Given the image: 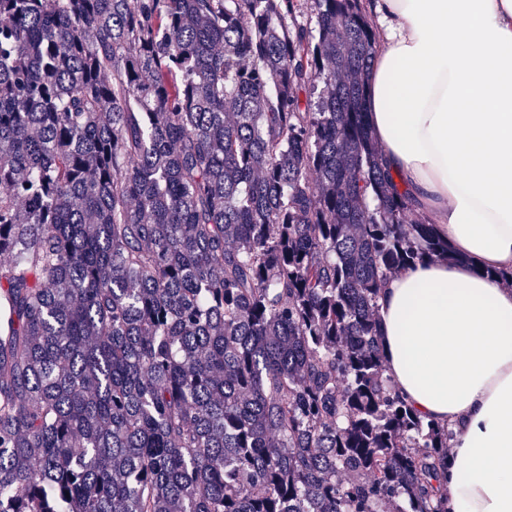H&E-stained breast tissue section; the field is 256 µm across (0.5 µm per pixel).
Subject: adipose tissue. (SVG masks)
<instances>
[{
    "instance_id": "1",
    "label": "adipose tissue",
    "mask_w": 512,
    "mask_h": 512,
    "mask_svg": "<svg viewBox=\"0 0 512 512\" xmlns=\"http://www.w3.org/2000/svg\"><path fill=\"white\" fill-rule=\"evenodd\" d=\"M367 122L453 260L383 281L387 374L452 431L448 512H512V0H372Z\"/></svg>"
}]
</instances>
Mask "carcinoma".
Here are the masks:
<instances>
[{
    "label": "carcinoma",
    "mask_w": 512,
    "mask_h": 512,
    "mask_svg": "<svg viewBox=\"0 0 512 512\" xmlns=\"http://www.w3.org/2000/svg\"><path fill=\"white\" fill-rule=\"evenodd\" d=\"M311 9L0 0V512H448L376 336L448 243L379 164L360 0Z\"/></svg>",
    "instance_id": "carcinoma-1"
}]
</instances>
